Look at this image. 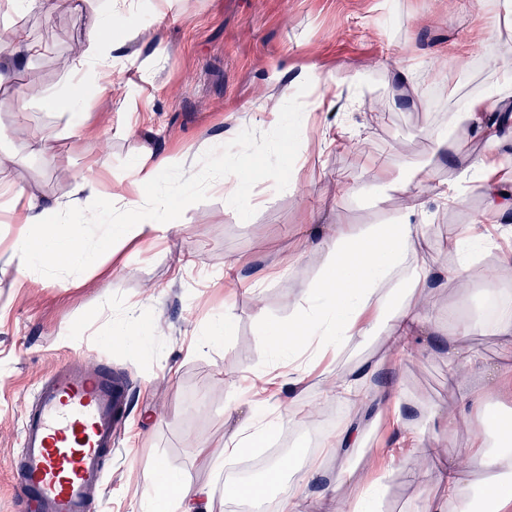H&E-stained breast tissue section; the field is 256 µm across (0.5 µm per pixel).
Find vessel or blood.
I'll list each match as a JSON object with an SVG mask.
<instances>
[{"mask_svg": "<svg viewBox=\"0 0 512 512\" xmlns=\"http://www.w3.org/2000/svg\"><path fill=\"white\" fill-rule=\"evenodd\" d=\"M127 387L106 366L73 360L36 389L23 415L15 479L24 512H91L119 445Z\"/></svg>", "mask_w": 512, "mask_h": 512, "instance_id": "1", "label": "vessel or blood"}]
</instances>
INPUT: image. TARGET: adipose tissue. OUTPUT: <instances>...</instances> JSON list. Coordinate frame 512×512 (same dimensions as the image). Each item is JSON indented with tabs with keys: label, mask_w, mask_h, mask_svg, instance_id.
I'll return each mask as SVG.
<instances>
[{
	"label": "adipose tissue",
	"mask_w": 512,
	"mask_h": 512,
	"mask_svg": "<svg viewBox=\"0 0 512 512\" xmlns=\"http://www.w3.org/2000/svg\"><path fill=\"white\" fill-rule=\"evenodd\" d=\"M85 63L94 75L97 93L112 94V59L120 45L115 39L114 22L104 17L88 33ZM466 126L475 137L499 145L512 140V94L502 89L481 96L462 99L448 118L449 134L437 136V151L447 155L458 167L453 180L445 182L437 194L439 207L460 206L471 181H478L487 211L503 216L512 211V189L499 176L497 162L489 157L471 160L460 156L452 134L458 126ZM176 159L162 157L154 162H136L124 188L102 190L91 177L76 180V190L95 199L105 210L115 211L119 222L110 227V234L147 240L162 232L163 219L171 217L179 201L180 185L160 182L161 173L178 168ZM255 166L248 144H241L237 165L224 176L218 187L233 203L245 202L247 210L259 207L257 196H245ZM379 178L387 179L389 187L406 197L393 223L357 226L330 224L319 230L317 247L332 270L331 278L319 281L301 293V311L291 319L286 330L275 331L265 342L282 354V367L288 370L289 386L300 384L304 376L328 354L340 353L355 339L380 337L385 356L402 357L411 341L424 331L448 332L467 336L486 330L512 342V297H503L501 290L490 292L488 315L474 318L449 307L445 320H437L423 308L414 293L411 279L422 280L429 287H440L442 280L468 283L479 262L493 257L502 284L512 283V251L500 252L482 229L481 220L449 230L447 247L455 254L456 263L441 270L419 266V250L426 238L431 218L422 194L413 191L403 178H388L379 170ZM153 192L154 203L144 206V195ZM0 196L23 203L22 224L12 248L25 266L44 265L73 276L84 271L93 255L85 245L87 227L76 220H61L57 204L43 203L25 197L12 184H0ZM400 293L395 311H387L389 297ZM448 364L465 366L479 375L481 384L462 389L459 419L474 426L476 436L464 455L477 460L489 474L484 487L472 485L448 459H440L436 482L439 491L425 498L421 512H476L478 491L489 492L490 512H512V368L504 366L485 373L479 356L469 348L450 346ZM380 362L357 364L346 377L337 381L335 390L351 407L360 412L367 401H374L378 411L375 422L385 423L393 439L384 443L380 453L390 461L422 450L425 423L408 420L403 411V397L395 388H377L372 379L380 370ZM228 501L261 503L264 493L250 489L208 485L195 487L186 482H172L162 469H155L146 479L143 498L151 502L155 512H209L216 494Z\"/></svg>",
	"instance_id": "obj_1"
}]
</instances>
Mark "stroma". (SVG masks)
Segmentation results:
<instances>
[{
  "instance_id": "1",
  "label": "stroma",
  "mask_w": 512,
  "mask_h": 512,
  "mask_svg": "<svg viewBox=\"0 0 512 512\" xmlns=\"http://www.w3.org/2000/svg\"><path fill=\"white\" fill-rule=\"evenodd\" d=\"M115 27L125 56L115 62L110 97L88 96L85 105L55 110L41 101L0 107V180L58 203L79 221L111 224L113 212L76 193L75 176L93 174L105 186L127 183L132 164L147 156L180 155L187 162L173 226L156 240L120 236L102 242L82 281H58L44 269L23 272L9 248L20 229V210L0 198V512H21L10 459L23 408L37 383L72 358L110 365L129 379L126 428L119 451L106 460L107 481L94 512H142L138 494L157 464L183 481L205 485L228 477L214 470L218 452L249 414L250 384L270 368L262 340L294 317L302 288L323 272L317 250L300 251L319 224H383L402 206L378 168L392 175L419 167L429 176L427 198L455 169L434 151V136L448 128L457 100L478 96L502 82L512 59V14L498 0H134ZM109 0H78L47 14L33 5L16 12L0 6V65L14 69V84L65 97L72 83L91 85L90 69H73ZM24 27L40 46L28 57L8 37ZM416 60V90L402 89L397 66ZM328 78L310 85L305 68ZM363 72L361 101L332 105ZM287 89L279 122H256L268 95ZM312 110L302 129L296 113ZM82 120L91 141L69 134ZM49 138L53 152L32 153L33 135ZM257 166L252 187L262 204L249 214L229 204L214 180L234 168L241 143ZM291 167L293 182L283 177ZM351 188L338 193L337 184ZM485 212L479 188L458 208L437 212L426 228L423 260L445 266L452 258L441 243L452 226ZM489 281L477 277L468 294L448 283L427 308L444 318L449 304L477 312ZM227 329L212 335L214 325ZM141 337L140 346L122 334ZM384 354L379 339L349 343L307 375L296 390L281 393L274 408L278 428L270 454L289 448L317 458L305 487L288 481L298 512H336L337 497H354L361 479L383 476L382 512H419L431 486L414 474L434 475L433 456L415 452L389 464L374 449L384 439L367 428L368 449L354 480L333 481L327 445L350 418L330 382L364 360ZM472 385L468 369L448 368V338L417 337L407 356L384 364L375 382L399 388L407 402L455 415L459 397L449 381Z\"/></svg>"
}]
</instances>
